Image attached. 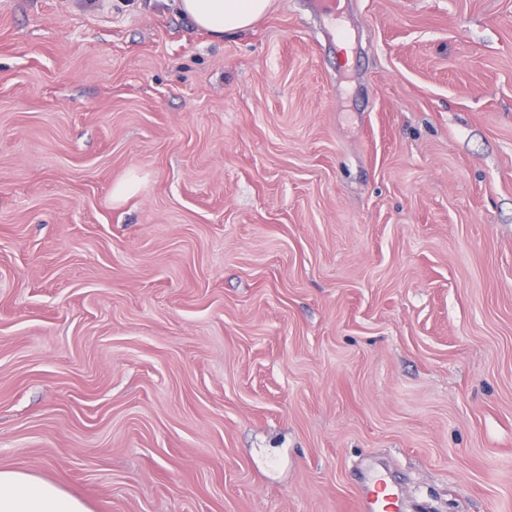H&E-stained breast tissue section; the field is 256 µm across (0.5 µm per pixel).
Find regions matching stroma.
<instances>
[{"label":"stroma","instance_id":"stroma-1","mask_svg":"<svg viewBox=\"0 0 512 512\" xmlns=\"http://www.w3.org/2000/svg\"><path fill=\"white\" fill-rule=\"evenodd\" d=\"M0 468L512 512V0H0ZM178 8L196 28L215 40L250 27L264 15L271 0H178Z\"/></svg>","mask_w":512,"mask_h":512}]
</instances>
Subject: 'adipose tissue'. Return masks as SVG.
<instances>
[{"instance_id": "ef3b65f1", "label": "adipose tissue", "mask_w": 512, "mask_h": 512, "mask_svg": "<svg viewBox=\"0 0 512 512\" xmlns=\"http://www.w3.org/2000/svg\"><path fill=\"white\" fill-rule=\"evenodd\" d=\"M271 0H178V8L213 39L250 27ZM0 512H89L84 502L28 473L0 469Z\"/></svg>"}]
</instances>
